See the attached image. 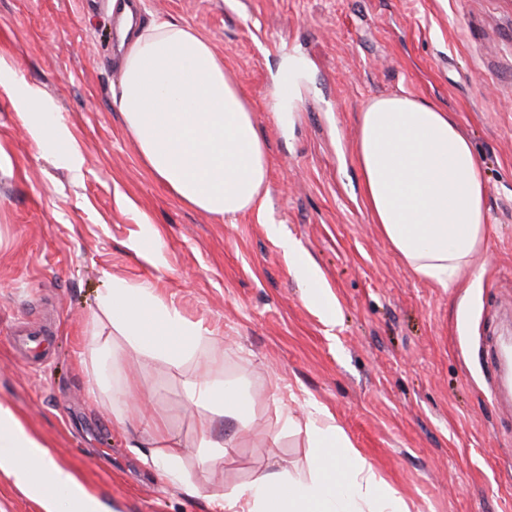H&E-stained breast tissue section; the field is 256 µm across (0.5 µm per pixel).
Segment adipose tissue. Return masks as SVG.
Segmentation results:
<instances>
[{
  "instance_id": "adipose-tissue-1",
  "label": "adipose tissue",
  "mask_w": 512,
  "mask_h": 512,
  "mask_svg": "<svg viewBox=\"0 0 512 512\" xmlns=\"http://www.w3.org/2000/svg\"><path fill=\"white\" fill-rule=\"evenodd\" d=\"M121 68L115 103L148 172L182 204L216 216L261 209L266 143L248 99L210 41L193 26L155 19L132 33ZM19 118L32 140L66 143V127L43 112L35 89H24ZM354 160L373 223L414 273L445 289L472 275V258L488 232L485 183L454 113L407 94L372 98L359 113ZM87 326L86 352L92 357L111 349L118 335L124 350L137 357L174 367L195 361L185 398L189 406L209 412L198 445L209 449L211 464L234 448L233 437L213 433V422L224 415L244 420L254 401L213 383L203 352L208 330L165 301L153 283L113 280L91 309ZM114 398L123 405L116 424L137 431L149 397L139 395L128 377ZM303 433L312 450L307 474L264 472L230 493H210V501L222 512H407L326 411L310 408ZM147 445L153 466H176L182 443L163 422H152ZM0 472L39 500L44 512H102L79 476L58 464L3 404Z\"/></svg>"
}]
</instances>
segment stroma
<instances>
[{
	"label": "stroma",
	"instance_id": "1",
	"mask_svg": "<svg viewBox=\"0 0 512 512\" xmlns=\"http://www.w3.org/2000/svg\"><path fill=\"white\" fill-rule=\"evenodd\" d=\"M113 0H0V403L80 472L108 512H216L207 496L308 465L309 405L332 415L409 512H512V411L491 348L512 336V0H134L141 23L195 27L223 55L269 150L262 212L224 219L179 203L141 164L120 112ZM288 99L278 102V83ZM37 89L80 169L21 130ZM405 92L454 112L480 160L489 231L476 280L444 290L373 224L353 159L361 107ZM318 271L335 317L268 232ZM155 237H148L149 229ZM150 281L214 336L216 380L252 395L254 422L215 420L238 446L207 468L193 362L123 359L184 444L179 476L92 395L85 320L110 278ZM34 335L23 353L13 334Z\"/></svg>",
	"mask_w": 512,
	"mask_h": 512
}]
</instances>
